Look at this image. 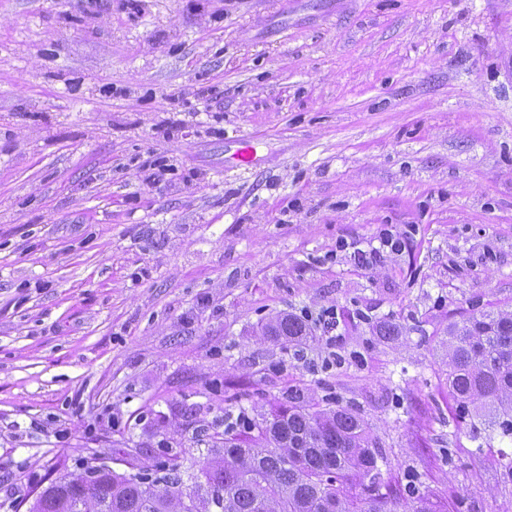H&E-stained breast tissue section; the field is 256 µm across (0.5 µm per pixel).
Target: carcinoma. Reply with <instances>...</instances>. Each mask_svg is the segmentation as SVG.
Instances as JSON below:
<instances>
[{"label":"carcinoma","mask_w":512,"mask_h":512,"mask_svg":"<svg viewBox=\"0 0 512 512\" xmlns=\"http://www.w3.org/2000/svg\"><path fill=\"white\" fill-rule=\"evenodd\" d=\"M263 331L291 342L312 335L292 313ZM441 344L453 400L512 437V314L482 312L450 323ZM379 460L378 444L353 407L323 405L296 385L267 412L240 411L207 454L190 458V489L174 458L157 464L153 477L114 471L63 478L32 512H439L420 491L421 474L407 472L404 485L384 477Z\"/></svg>","instance_id":"cac0c4a2"}]
</instances>
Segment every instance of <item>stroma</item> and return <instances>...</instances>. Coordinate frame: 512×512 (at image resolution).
<instances>
[{
  "label": "stroma",
  "mask_w": 512,
  "mask_h": 512,
  "mask_svg": "<svg viewBox=\"0 0 512 512\" xmlns=\"http://www.w3.org/2000/svg\"><path fill=\"white\" fill-rule=\"evenodd\" d=\"M499 311L512 0H0V512L294 385L432 499L512 512V439L439 361ZM281 313L303 358L262 332ZM263 331L274 339L286 338L291 342H300L312 336L311 327L307 321L292 313L279 315L269 320Z\"/></svg>",
  "instance_id": "35a3bbf8"
}]
</instances>
